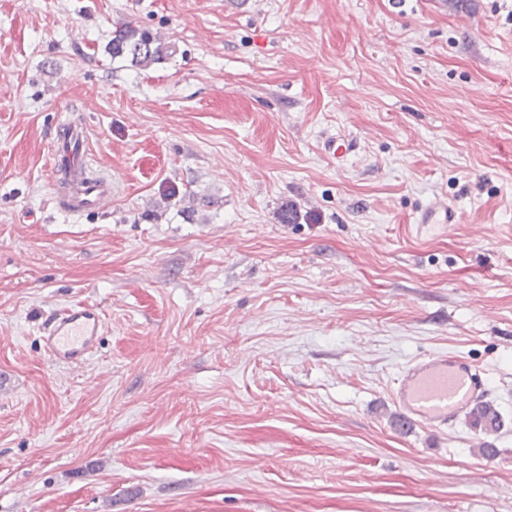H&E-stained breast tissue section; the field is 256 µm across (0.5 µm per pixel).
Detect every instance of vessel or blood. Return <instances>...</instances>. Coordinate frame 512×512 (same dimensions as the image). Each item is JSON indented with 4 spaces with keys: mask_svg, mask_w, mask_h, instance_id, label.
<instances>
[{
    "mask_svg": "<svg viewBox=\"0 0 512 512\" xmlns=\"http://www.w3.org/2000/svg\"><path fill=\"white\" fill-rule=\"evenodd\" d=\"M87 135L81 126L64 124L49 157L53 179L64 173L78 181L59 205L73 214L101 209L112 201V180L106 174L88 175ZM456 219L452 206L434 203L421 211L422 224L447 225ZM102 327L96 309L80 305L54 314L47 329L45 346L63 364L84 360L95 346ZM487 394L483 371L454 353H435L417 359L400 371L392 391V401L404 422L441 431L454 425L460 416L482 403Z\"/></svg>",
    "mask_w": 512,
    "mask_h": 512,
    "instance_id": "1",
    "label": "vessel or blood"
}]
</instances>
